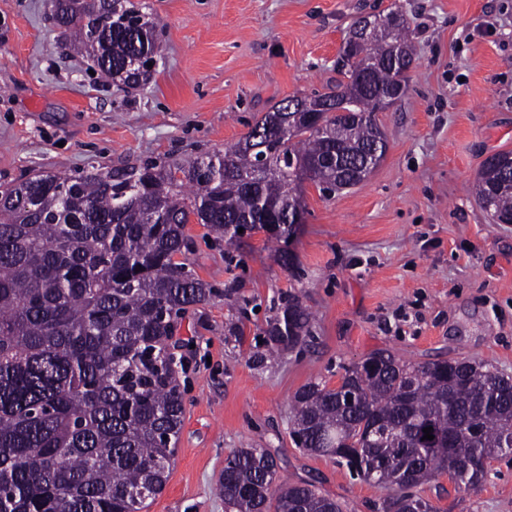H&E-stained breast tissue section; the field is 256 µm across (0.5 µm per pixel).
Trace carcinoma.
Segmentation results:
<instances>
[{
	"label": "carcinoma",
	"mask_w": 512,
	"mask_h": 512,
	"mask_svg": "<svg viewBox=\"0 0 512 512\" xmlns=\"http://www.w3.org/2000/svg\"><path fill=\"white\" fill-rule=\"evenodd\" d=\"M54 25L127 87L150 78L154 22L133 0H54ZM345 34L336 73L310 96L320 110L274 104L230 148L168 168L40 171L0 188V500L8 512H139L165 487L184 404L172 367L179 319L213 290L177 256L194 219L229 252L242 234L293 236L308 181L330 196L362 184L386 141L376 113L408 90L416 58L405 11L375 37ZM401 50L390 61L392 47ZM484 161L473 191L496 224L512 221V152ZM243 233H238V229ZM141 269H136V266ZM294 291L279 297L252 358H281L312 336ZM355 395L354 402L347 396ZM290 435L387 494L379 512H437L417 488L447 475L458 490L477 454L512 448V377L476 359L408 363L378 351L330 387L310 381ZM431 428L432 440L423 429ZM217 492L227 512H343L310 483L279 480L263 448H236Z\"/></svg>",
	"instance_id": "carcinoma-1"
}]
</instances>
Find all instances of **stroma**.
I'll return each instance as SVG.
<instances>
[{"label": "stroma", "mask_w": 512, "mask_h": 512, "mask_svg": "<svg viewBox=\"0 0 512 512\" xmlns=\"http://www.w3.org/2000/svg\"><path fill=\"white\" fill-rule=\"evenodd\" d=\"M138 2L159 22L162 52L149 83L124 88L71 52L53 0H0V183L222 150L275 102L335 78L361 11L400 7L411 21L408 92L377 115L387 152L361 186L326 197L305 184V221L288 244L298 271L265 233L240 245L232 268L206 225H186L188 262L217 294L175 336L184 422L168 481L143 510L225 512L224 460L254 444L282 480L371 512L385 489L296 448L291 399L311 381L335 386L379 350L476 358L512 376V224L494 223L468 191L489 155L512 152V0ZM288 290L315 315V338L256 365L254 337ZM231 319L243 337L225 332ZM422 495L440 512H512V455L469 491L442 476Z\"/></svg>", "instance_id": "stroma-1"}]
</instances>
